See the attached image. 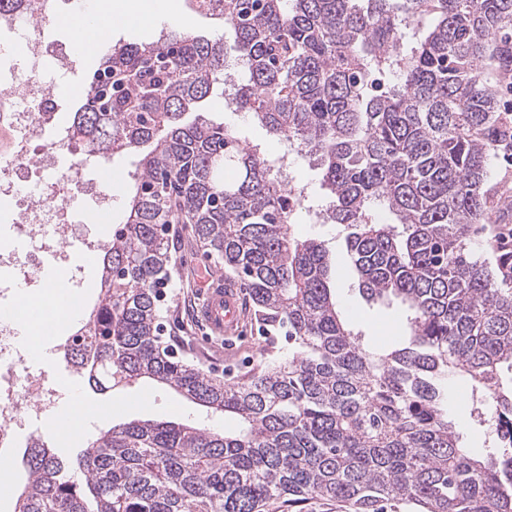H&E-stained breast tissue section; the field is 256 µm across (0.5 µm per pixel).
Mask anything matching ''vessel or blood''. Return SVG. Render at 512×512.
<instances>
[{
	"mask_svg": "<svg viewBox=\"0 0 512 512\" xmlns=\"http://www.w3.org/2000/svg\"><path fill=\"white\" fill-rule=\"evenodd\" d=\"M114 22L110 14H100L92 29L83 39L86 51H97L104 32L112 30ZM203 303L200 319L216 336H233L239 333L243 322V306L238 289L226 283L217 270H208L200 281Z\"/></svg>",
	"mask_w": 512,
	"mask_h": 512,
	"instance_id": "vessel-or-blood-1",
	"label": "vessel or blood"
}]
</instances>
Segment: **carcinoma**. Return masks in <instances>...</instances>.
Here are the masks:
<instances>
[{
	"instance_id": "carcinoma-1",
	"label": "carcinoma",
	"mask_w": 512,
	"mask_h": 512,
	"mask_svg": "<svg viewBox=\"0 0 512 512\" xmlns=\"http://www.w3.org/2000/svg\"><path fill=\"white\" fill-rule=\"evenodd\" d=\"M234 32L243 75L232 103L320 166L313 209L236 132L187 123L235 68L221 40L169 31L104 43L69 125L88 155L147 151L125 221L103 243L100 293L63 358L104 391L151 379L235 416L220 433L132 421L73 463L39 444L13 512H290L310 499L385 512H512V286L474 258L484 185L503 133L479 64L512 30V0H193ZM433 26L423 32L421 21ZM384 208L396 218L376 219ZM343 226L360 292L407 305L409 335L372 348L345 321L323 241L297 239L298 211ZM180 219L248 290L264 335L285 331L233 382L159 344L158 288ZM465 377L495 451L472 455L448 421V374Z\"/></svg>"
}]
</instances>
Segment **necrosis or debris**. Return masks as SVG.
Segmentation results:
<instances>
[{
	"instance_id": "obj_1",
	"label": "necrosis or debris",
	"mask_w": 512,
	"mask_h": 512,
	"mask_svg": "<svg viewBox=\"0 0 512 512\" xmlns=\"http://www.w3.org/2000/svg\"><path fill=\"white\" fill-rule=\"evenodd\" d=\"M59 7V0H23L17 11L0 16V43L14 46L11 56L0 57V138L6 142L0 148V223L12 234L0 239V298L12 292L11 275L23 263L51 262L71 288H81L78 257L100 244L74 227L69 187L85 182L101 207L112 197L111 188L85 180L81 165L55 167L57 149L72 146L71 130L53 123L60 81L74 72L78 56L49 36ZM61 399L21 347L15 323L0 321V448L38 444L42 424Z\"/></svg>"
}]
</instances>
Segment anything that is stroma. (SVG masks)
I'll use <instances>...</instances> for the list:
<instances>
[{"mask_svg":"<svg viewBox=\"0 0 512 512\" xmlns=\"http://www.w3.org/2000/svg\"><path fill=\"white\" fill-rule=\"evenodd\" d=\"M203 120L223 124L235 130L241 140L264 148L267 154L281 152L280 144L271 141L265 127L247 113L224 105L222 93H215L202 107ZM120 169L112 175V202L107 212H100L87 198L75 202L74 218L90 237L107 239L122 220L126 208L127 186L135 172L139 157L134 153L116 155ZM485 190L492 205L489 220L474 225L471 248L476 258L491 268H498L501 254L494 230L498 225H512V159L496 154L491 164V175ZM185 224L170 227L171 236L181 238L179 249L173 251L170 279L162 296V343L184 362L204 373L224 381L236 380L261 363L265 336L257 324L244 320L237 337L218 339L206 334L196 321L193 309L201 301L196 286L203 269L209 265L202 251L189 235ZM295 237H316L324 241L332 263V286L337 302L346 310L355 329L361 330L371 345L386 347L396 343L405 334V313L399 301H366L358 292L359 275L346 249L344 233L336 224L313 223L308 212H299L292 226ZM84 397L98 405L112 408L109 417L88 421L75 415L77 425H88V438L112 426L133 420L193 421L208 429L231 431L237 426L234 418L206 410L182 397L173 389L143 379L138 383L118 386L100 394L84 387ZM469 389L464 379L453 377L448 381V415L453 419L466 446L475 455L482 456L493 445V436L486 428L474 422L468 407Z\"/></svg>","mask_w":512,"mask_h":512,"instance_id":"1","label":"stroma"}]
</instances>
